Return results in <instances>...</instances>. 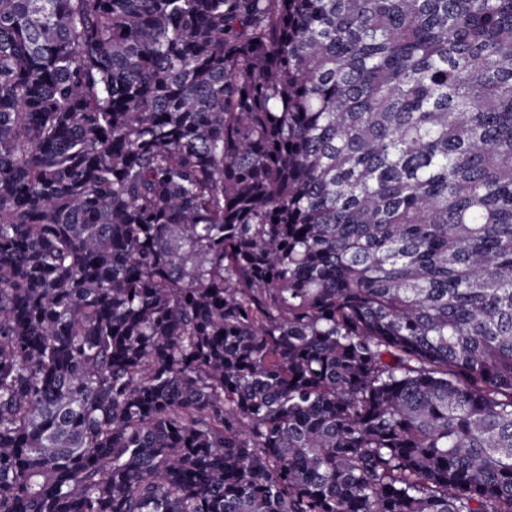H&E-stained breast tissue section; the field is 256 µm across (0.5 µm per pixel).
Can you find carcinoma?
<instances>
[{
	"mask_svg": "<svg viewBox=\"0 0 512 512\" xmlns=\"http://www.w3.org/2000/svg\"><path fill=\"white\" fill-rule=\"evenodd\" d=\"M0 512H512V0H0Z\"/></svg>",
	"mask_w": 512,
	"mask_h": 512,
	"instance_id": "cac0c4a2",
	"label": "carcinoma"
}]
</instances>
